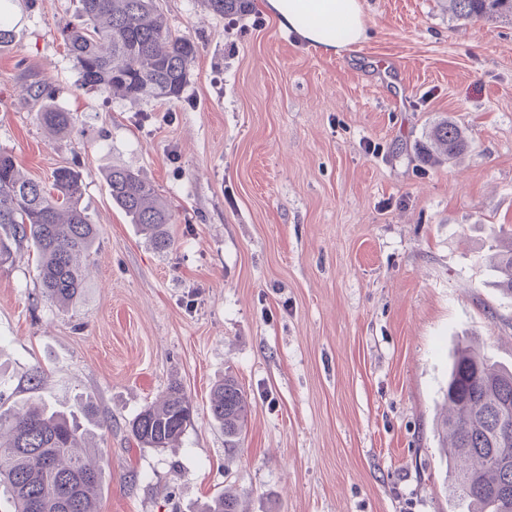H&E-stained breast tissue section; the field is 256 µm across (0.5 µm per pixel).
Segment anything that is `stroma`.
I'll use <instances>...</instances> for the list:
<instances>
[{"label":"stroma","instance_id":"1","mask_svg":"<svg viewBox=\"0 0 512 512\" xmlns=\"http://www.w3.org/2000/svg\"><path fill=\"white\" fill-rule=\"evenodd\" d=\"M362 5L366 39L336 55L263 0L231 22L159 0L199 47L171 102L80 87L58 35L79 0L14 5L0 149L34 180L80 171L100 237L65 308L33 248L0 266V412L94 401L99 512H201L226 488L245 512H461L434 425L458 344L512 367V299L490 267L512 226V24L439 0ZM48 92L80 135L37 122ZM446 118L469 149L433 165L421 144ZM114 167L169 204L166 252L113 204ZM227 374L250 401L237 448L209 412ZM174 381L191 426L177 447H139L129 420Z\"/></svg>","mask_w":512,"mask_h":512}]
</instances>
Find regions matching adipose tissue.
<instances>
[{
	"label": "adipose tissue",
	"mask_w": 512,
	"mask_h": 512,
	"mask_svg": "<svg viewBox=\"0 0 512 512\" xmlns=\"http://www.w3.org/2000/svg\"><path fill=\"white\" fill-rule=\"evenodd\" d=\"M280 29L328 53H340L366 37L360 0H265Z\"/></svg>",
	"instance_id": "obj_1"
}]
</instances>
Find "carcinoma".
<instances>
[{
    "mask_svg": "<svg viewBox=\"0 0 512 512\" xmlns=\"http://www.w3.org/2000/svg\"><path fill=\"white\" fill-rule=\"evenodd\" d=\"M10 2L0 0V48L15 42ZM217 15L231 18L246 11L249 0H203ZM457 20L492 21L512 17V0H445ZM60 38L73 57L82 85L121 91L124 96L177 100L187 84L199 47L168 27L157 0H81L78 22L67 23ZM38 120L55 133L72 134L78 117L50 107ZM469 148L462 129L443 119L431 130L421 151L437 163ZM112 202L147 235L159 252L173 245L167 225L173 215L154 186L135 172L114 167L106 174ZM79 171L60 167L51 181L21 176L14 157L0 150V265L12 246L32 243L41 258L45 297L60 305L74 303L84 288L77 256L88 253L99 237L84 206ZM497 288L512 298V233L494 265ZM250 402L235 377L226 376L210 392L209 411L224 430V445L242 439ZM98 418L91 401L69 413L27 402L13 413L0 412V488L15 512H97L101 472L88 462L86 430L80 419ZM193 420L184 387L171 384L163 399L144 407L130 422L131 436L142 448H171ZM509 430V436L503 431ZM441 447L455 448L446 477L467 512H512V371L489 365L468 344L456 347L448 372L445 412L436 421ZM204 512H241L229 491L205 504Z\"/></svg>",
    "mask_w": 512,
    "mask_h": 512,
    "instance_id": "carcinoma-1",
    "label": "carcinoma"
}]
</instances>
